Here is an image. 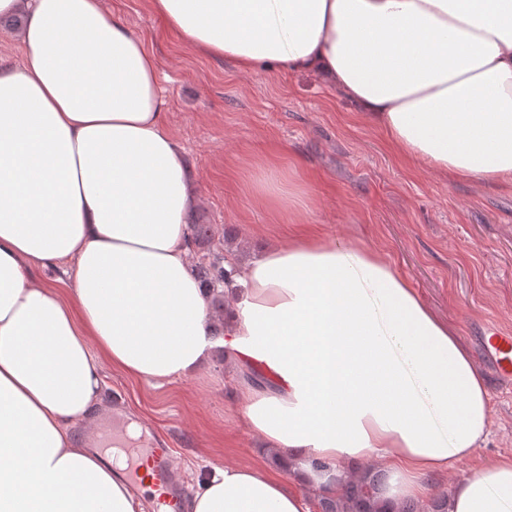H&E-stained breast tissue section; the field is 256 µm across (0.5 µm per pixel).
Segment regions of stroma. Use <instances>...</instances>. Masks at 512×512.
I'll list each match as a JSON object with an SVG mask.
<instances>
[{"instance_id":"1","label":"stroma","mask_w":512,"mask_h":512,"mask_svg":"<svg viewBox=\"0 0 512 512\" xmlns=\"http://www.w3.org/2000/svg\"><path fill=\"white\" fill-rule=\"evenodd\" d=\"M106 6L160 61L169 129L198 180L194 220L212 231L192 259L218 252L247 265L287 239L304 204L320 234L384 253L466 345L488 391L491 433L473 461L424 477L418 512H431L476 464L512 458V391L497 383L480 349L483 324L512 329V188L403 164L337 90L275 67L241 75L231 60L183 44L149 0ZM261 173L299 184L301 196L269 208L253 188ZM249 369L219 347L191 376L164 383L109 368L106 397L121 398L134 421L166 434L190 486L215 465H263L283 473L308 512H320L318 487L276 461L241 417Z\"/></svg>"}]
</instances>
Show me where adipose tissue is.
Here are the masks:
<instances>
[{"label": "adipose tissue", "mask_w": 512, "mask_h": 512, "mask_svg": "<svg viewBox=\"0 0 512 512\" xmlns=\"http://www.w3.org/2000/svg\"><path fill=\"white\" fill-rule=\"evenodd\" d=\"M191 49L339 89L414 164L512 185V0H151ZM23 19L0 67V512H145L74 435L104 370L195 371L213 316L190 271L197 181L167 125L159 62L106 0H0ZM68 266L67 292L38 272ZM224 347L272 376L244 418L305 460L376 458L387 496L472 460L490 433L456 330L376 249L302 234L234 272ZM190 512H306L281 477L217 466ZM448 512H512V458Z\"/></svg>", "instance_id": "obj_1"}]
</instances>
